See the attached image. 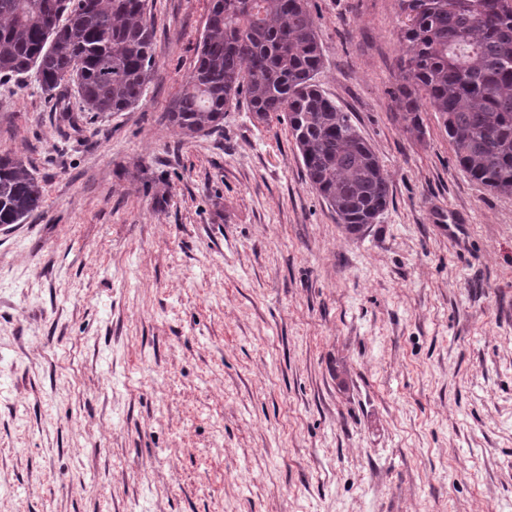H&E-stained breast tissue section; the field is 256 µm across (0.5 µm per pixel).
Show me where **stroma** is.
Segmentation results:
<instances>
[{
	"label": "stroma",
	"instance_id": "obj_1",
	"mask_svg": "<svg viewBox=\"0 0 512 512\" xmlns=\"http://www.w3.org/2000/svg\"><path fill=\"white\" fill-rule=\"evenodd\" d=\"M140 101L0 76V512H512V195L393 97L400 0H308L316 82L378 156L356 234L286 122L172 124L206 0H146ZM43 199V186L23 158L0 155V224L25 223Z\"/></svg>",
	"mask_w": 512,
	"mask_h": 512
}]
</instances>
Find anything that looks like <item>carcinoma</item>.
<instances>
[{"label":"carcinoma","mask_w":512,"mask_h":512,"mask_svg":"<svg viewBox=\"0 0 512 512\" xmlns=\"http://www.w3.org/2000/svg\"><path fill=\"white\" fill-rule=\"evenodd\" d=\"M407 50L397 101L406 126L437 112L459 166L512 194V0H400ZM155 65L146 0H0V74L72 82L91 112L139 102ZM322 53L308 0H207L205 34L170 121L186 136L216 129L243 94L259 120L291 131L306 177L358 233L390 204L378 157L350 113L319 89ZM44 191L23 158L0 155V224H23Z\"/></svg>","instance_id":"cac0c4a2"}]
</instances>
